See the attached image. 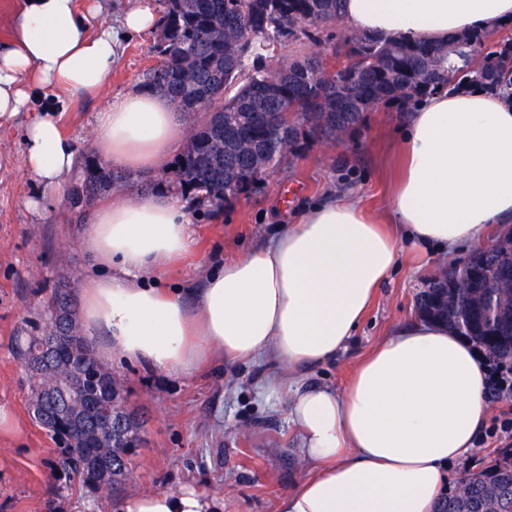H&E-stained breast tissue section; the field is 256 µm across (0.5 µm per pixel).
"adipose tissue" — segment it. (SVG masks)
<instances>
[{"label":"adipose tissue","instance_id":"ef3b65f1","mask_svg":"<svg viewBox=\"0 0 512 512\" xmlns=\"http://www.w3.org/2000/svg\"><path fill=\"white\" fill-rule=\"evenodd\" d=\"M343 14L355 32L438 42L512 21V0H343ZM115 47L111 27L80 0H21L0 47V121L26 111L35 91L95 96ZM184 135L164 98L130 93L98 112L91 139L112 163L147 171L161 168ZM400 151L390 229L352 198H331L214 269L191 305L163 285L168 263L194 243L177 198L102 201L78 239L94 266L79 288L82 334L101 359L172 373L274 363L264 393H283L304 468L277 512H435L452 465L471 454L486 424L485 364L435 322L398 326L343 392L304 380L354 335L400 240L449 255L512 226V86L422 97ZM74 163L59 119L31 116L23 167L42 187L33 210L45 208ZM115 512H224V499L184 486L129 495Z\"/></svg>","mask_w":512,"mask_h":512}]
</instances>
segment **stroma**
<instances>
[{
	"label": "stroma",
	"mask_w": 512,
	"mask_h": 512,
	"mask_svg": "<svg viewBox=\"0 0 512 512\" xmlns=\"http://www.w3.org/2000/svg\"><path fill=\"white\" fill-rule=\"evenodd\" d=\"M137 0H98L99 19L116 31L117 54L103 96L72 97L61 116L63 129L88 149L96 112L137 89L158 57L156 31L126 33L121 17ZM19 115L0 124V512H109L111 502L133 492L176 490L190 485L223 496L224 512H275L277 498L302 471L295 450L298 433L285 407L258 398L270 369L262 359L235 367L215 365L195 373H166L116 362L127 404L143 421L142 444L130 456V476L115 489L88 490L54 471L55 444L29 412V385L16 357L17 344L42 321L43 307L60 281L79 284L88 259L71 223L64 193L44 212L29 200L41 190L22 167ZM405 114L388 103L365 116L349 141L330 147L306 138L298 157L272 170L248 195L218 210L186 201L193 250L175 264L170 288H201L224 261L264 244L307 207L333 196L353 195L377 220H387L394 156ZM439 267L434 249L402 243L398 261L377 291L351 341L331 362L312 368L307 382L342 388L357 365L396 327L415 321V298L426 276Z\"/></svg>",
	"instance_id": "35a3bbf8"
}]
</instances>
